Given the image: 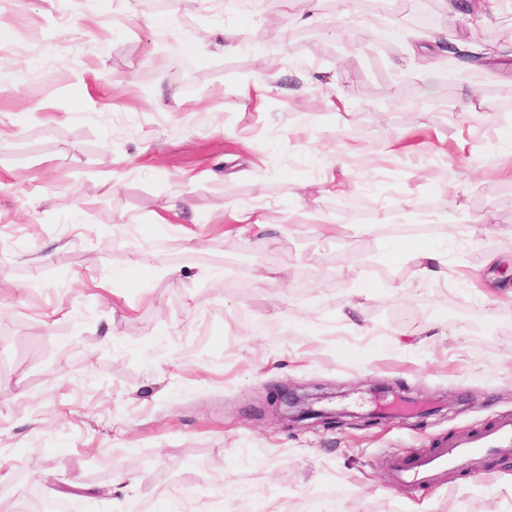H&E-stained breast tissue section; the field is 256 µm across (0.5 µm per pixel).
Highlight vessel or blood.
Returning a JSON list of instances; mask_svg holds the SVG:
<instances>
[{
	"instance_id": "vessel-or-blood-1",
	"label": "vessel or blood",
	"mask_w": 512,
	"mask_h": 512,
	"mask_svg": "<svg viewBox=\"0 0 512 512\" xmlns=\"http://www.w3.org/2000/svg\"><path fill=\"white\" fill-rule=\"evenodd\" d=\"M512 455V418H503L479 434L455 439L448 446L409 457H394L389 470L394 483L417 489L440 481L448 470L491 455Z\"/></svg>"
}]
</instances>
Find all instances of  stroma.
I'll list each match as a JSON object with an SVG mask.
<instances>
[{"mask_svg": "<svg viewBox=\"0 0 512 512\" xmlns=\"http://www.w3.org/2000/svg\"><path fill=\"white\" fill-rule=\"evenodd\" d=\"M476 2L352 24L316 0L307 25L281 0L265 42L235 0H0V505L181 512L201 473L200 512H512V457L418 490L388 470L512 418V0L478 23ZM471 38L473 70L447 49ZM415 241L446 250L437 281ZM357 274L376 287L355 298ZM314 389L342 421L283 424L277 398ZM396 392L433 408L361 422Z\"/></svg>", "mask_w": 512, "mask_h": 512, "instance_id": "obj_1", "label": "stroma"}]
</instances>
